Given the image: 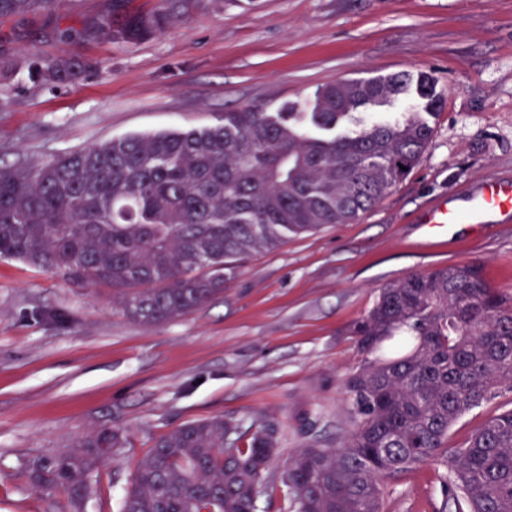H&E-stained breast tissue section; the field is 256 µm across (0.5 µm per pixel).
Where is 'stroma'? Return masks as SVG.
<instances>
[{
    "label": "stroma",
    "mask_w": 512,
    "mask_h": 512,
    "mask_svg": "<svg viewBox=\"0 0 512 512\" xmlns=\"http://www.w3.org/2000/svg\"><path fill=\"white\" fill-rule=\"evenodd\" d=\"M111 13L112 0H57L0 19V59L93 63L74 86L24 73L0 82V164L206 127L250 105L304 112L341 80L427 72L442 93L427 149L373 208L252 256L223 294L180 318L141 324L112 287L0 258V512H69L63 491L32 488L28 467L102 425L128 444L97 466L83 512H120L155 440L215 415L276 430L262 504L287 512L288 458L350 428L344 382L366 358L350 328L381 288L476 264L512 293L511 221L437 237L420 224L438 201L465 204L484 178L512 181V0H188L182 22L134 45L91 36ZM511 404L504 390L464 415L450 446ZM446 475L426 464L386 477L383 512H456Z\"/></svg>",
    "instance_id": "obj_1"
}]
</instances>
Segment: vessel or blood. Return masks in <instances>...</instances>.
I'll use <instances>...</instances> for the list:
<instances>
[{"instance_id": "1", "label": "vessel or blood", "mask_w": 512, "mask_h": 512, "mask_svg": "<svg viewBox=\"0 0 512 512\" xmlns=\"http://www.w3.org/2000/svg\"><path fill=\"white\" fill-rule=\"evenodd\" d=\"M512 216V183L485 178L467 207L448 204L433 205L423 222L431 235H439L447 226L458 224H485L493 216Z\"/></svg>"}]
</instances>
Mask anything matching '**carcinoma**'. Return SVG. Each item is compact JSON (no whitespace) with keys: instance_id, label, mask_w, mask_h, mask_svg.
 Instances as JSON below:
<instances>
[{"instance_id":"cac0c4a2","label":"carcinoma","mask_w":512,"mask_h":512,"mask_svg":"<svg viewBox=\"0 0 512 512\" xmlns=\"http://www.w3.org/2000/svg\"><path fill=\"white\" fill-rule=\"evenodd\" d=\"M56 0H0V18ZM112 16L96 34L136 44L180 22L164 6ZM88 60L35 55L33 77L77 82ZM415 88L420 107L352 133L336 132L367 106H391ZM442 102L428 73L345 80L322 88L309 112L258 106L202 127L112 138L25 170L0 168V258L117 291L144 324L182 317L224 292L236 263L291 235L349 224L411 170ZM368 354L386 338L409 348L365 360L345 381L352 426L341 444L315 439L288 462L292 512H382L381 481L440 464L458 512H512V408L475 429L464 446L448 432L464 414L512 390V296L475 265H450L381 289L351 329ZM276 431L214 416L160 436L138 463L121 512H264L262 475ZM126 447L102 426L77 449L29 467L37 489L61 488L72 512L96 492L97 464Z\"/></svg>"}]
</instances>
